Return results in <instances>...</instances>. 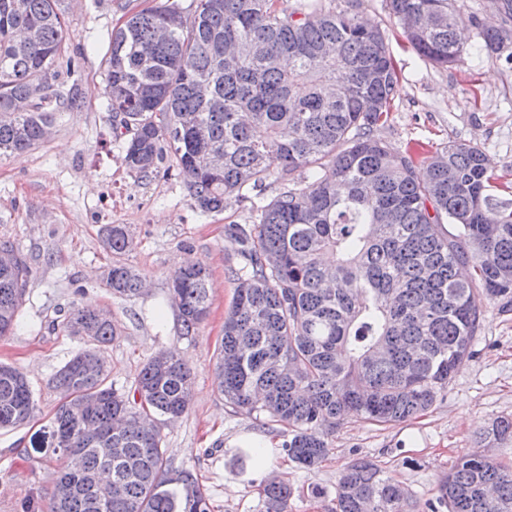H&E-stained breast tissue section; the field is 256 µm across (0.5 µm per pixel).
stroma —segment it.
Listing matches in <instances>:
<instances>
[{"instance_id":"obj_1","label":"stroma","mask_w":512,"mask_h":512,"mask_svg":"<svg viewBox=\"0 0 512 512\" xmlns=\"http://www.w3.org/2000/svg\"><path fill=\"white\" fill-rule=\"evenodd\" d=\"M163 0H61L67 22L65 52L77 56L74 73L62 74L58 92L77 91L78 104L59 112L38 146L0 157V241L12 243L29 266L18 326L0 337V362L28 378L36 403L31 420L0 429V512H36L51 490L55 464L33 449L61 402L53 384L57 370L81 348L80 337L60 327L75 306L107 312L118 334L105 356L112 385L132 391L143 363L162 350L175 352L193 371L188 411L162 429L175 465L197 474L212 512H265L262 481L252 450L264 449L272 473L288 481V512H335L336 482L352 459L375 461L424 505L456 459L471 448L512 467V442L479 443L493 419L512 415V306L492 303L442 400L427 413L376 426L345 418L330 437V452L318 468L304 469L282 449L287 425L236 413L218 392L215 350L236 284L227 268V230L251 224L256 209L283 189L268 180L260 196L229 200L223 212L196 210L176 172L138 178L105 112L102 60L107 35L125 12ZM463 17L464 54L439 68L407 48L386 0H364L363 16L386 31L401 91L390 118L377 132L387 146L429 151L451 144L479 146L500 181L512 182V64L489 57L481 44L485 26L512 28L500 0H455ZM104 224L130 228L126 262L148 288L130 299L113 298L105 284L112 256L100 241ZM205 263L211 273L210 313L193 336L182 335L168 284L179 260ZM236 493L225 494L226 484Z\"/></svg>"}]
</instances>
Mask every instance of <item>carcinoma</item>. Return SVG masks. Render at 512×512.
Masks as SVG:
<instances>
[{"label": "carcinoma", "instance_id": "1", "mask_svg": "<svg viewBox=\"0 0 512 512\" xmlns=\"http://www.w3.org/2000/svg\"><path fill=\"white\" fill-rule=\"evenodd\" d=\"M125 15L108 34L106 111L141 179L168 158L194 205L220 213L270 178L286 188L257 208L250 227L230 229L239 267L217 349L219 392L247 415L288 425V458L315 468L345 414L373 425L430 410L456 367L472 356L484 300L512 299V184L498 186L475 145H450L436 163L425 151L389 149L374 132L399 95L384 31L365 25L363 0H193ZM408 44L435 65L461 59L463 18L451 0H388ZM65 21L59 0H0V153L44 138L51 114L77 95H48L57 81ZM490 56L512 61V30L480 31ZM43 93L31 98L33 87ZM29 102L26 112L15 106ZM277 169H272V165ZM305 175L300 187L295 173ZM454 225L448 231L443 220ZM112 254L106 284L136 296L141 276L123 260L127 226L100 228ZM27 261L0 266V336L11 334L27 286ZM170 298L185 336L210 310L203 263L171 276ZM64 331L85 340L54 382L70 401L35 447L59 467L40 512H211L198 478L173 466L160 425L142 415L182 416L193 375L173 353L142 366L130 393L109 383L105 347L117 336L98 311L74 308ZM35 411L26 376L0 363V428ZM512 440V416L482 440ZM101 448H120L119 462ZM285 482L263 488L267 512H288ZM430 512H512V469L461 455L428 501ZM336 512H414L404 488L357 458L336 483Z\"/></svg>", "mask_w": 512, "mask_h": 512}]
</instances>
